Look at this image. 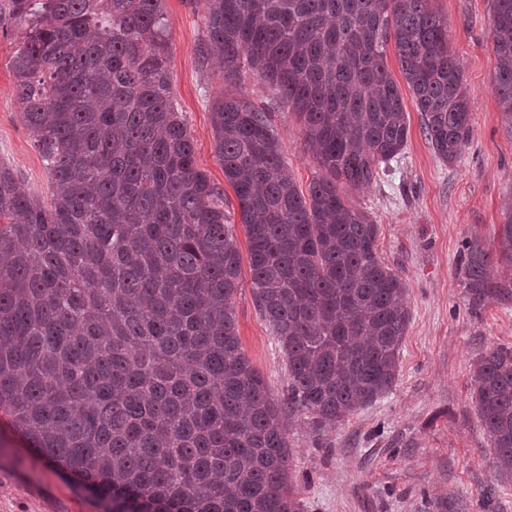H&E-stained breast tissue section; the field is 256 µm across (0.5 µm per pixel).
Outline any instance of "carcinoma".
Here are the masks:
<instances>
[{
	"label": "carcinoma",
	"mask_w": 512,
	"mask_h": 512,
	"mask_svg": "<svg viewBox=\"0 0 512 512\" xmlns=\"http://www.w3.org/2000/svg\"><path fill=\"white\" fill-rule=\"evenodd\" d=\"M204 3L199 61L273 88L324 171L303 197L268 113L213 103L254 302L288 365L281 403L242 348V257L170 96L164 0H0V28L23 30L16 94L51 177L46 203L0 164V412L105 512H302L283 417L324 434L388 393L410 320L377 225L337 190L376 179L408 140L389 48L435 154L457 160L471 133L429 0ZM493 27L512 133V0H495ZM466 248L473 303L512 286L498 275L512 270V210L496 254ZM472 399L495 477L512 480V347L478 354Z\"/></svg>",
	"instance_id": "obj_1"
}]
</instances>
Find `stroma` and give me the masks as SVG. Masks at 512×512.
I'll use <instances>...</instances> for the list:
<instances>
[{"label": "stroma", "instance_id": "35a3bbf8", "mask_svg": "<svg viewBox=\"0 0 512 512\" xmlns=\"http://www.w3.org/2000/svg\"><path fill=\"white\" fill-rule=\"evenodd\" d=\"M448 22V41L470 95V139L455 162H442L428 140L409 88L401 95L410 132L402 153L369 185L338 184L339 194L378 226V256L406 282L410 321L392 390L332 433L315 434L301 415L285 417L303 512H512V480L497 482L493 453L471 399V363L489 345L512 347V288L471 308L460 255L467 243L497 246L512 205V134L493 92V0H430ZM171 46V95L194 143L199 170L224 194V211L246 244L235 194L224 181L211 128V106L227 93L272 116L288 173L307 193L320 169L303 149L302 126L251 72L228 86L219 68L202 67L197 46L205 12L198 0H165ZM20 31L0 30V162L30 193L49 196L50 178L22 121L11 60ZM238 334L272 399L288 388L286 360L255 306L250 271L233 298ZM0 512H104L26 446L0 418Z\"/></svg>", "mask_w": 512, "mask_h": 512}]
</instances>
